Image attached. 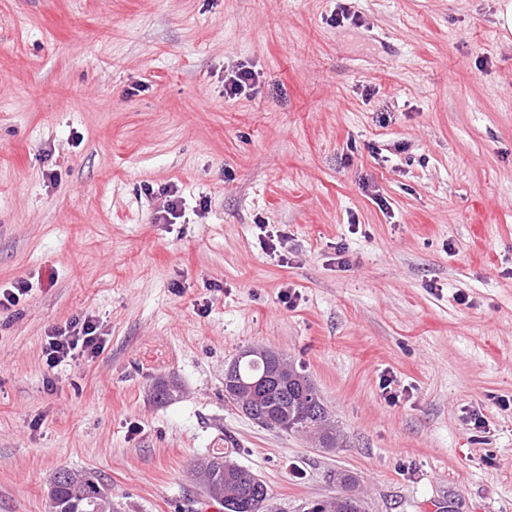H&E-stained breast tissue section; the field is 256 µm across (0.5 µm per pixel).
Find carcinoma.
Instances as JSON below:
<instances>
[{"mask_svg": "<svg viewBox=\"0 0 512 512\" xmlns=\"http://www.w3.org/2000/svg\"><path fill=\"white\" fill-rule=\"evenodd\" d=\"M182 394L174 378L159 377L152 386V399L168 404ZM224 400L232 403L249 419L263 425L273 421L284 433L314 437L323 448L341 447L340 433L316 387L307 375L288 364L283 355L268 349H244L224 369ZM204 486L222 491L218 501L224 512H269V491L258 482L247 496L239 481V466H224V455L206 456ZM51 512H102L108 488L97 478L71 470L67 476L52 478ZM307 512H363L361 499L355 495L330 496L310 503Z\"/></svg>", "mask_w": 512, "mask_h": 512, "instance_id": "carcinoma-1", "label": "carcinoma"}]
</instances>
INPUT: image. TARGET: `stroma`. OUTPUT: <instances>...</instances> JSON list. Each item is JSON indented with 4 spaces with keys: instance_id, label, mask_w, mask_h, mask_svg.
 Returning <instances> with one entry per match:
<instances>
[{
    "instance_id": "stroma-1",
    "label": "stroma",
    "mask_w": 512,
    "mask_h": 512,
    "mask_svg": "<svg viewBox=\"0 0 512 512\" xmlns=\"http://www.w3.org/2000/svg\"><path fill=\"white\" fill-rule=\"evenodd\" d=\"M497 3L0 0V287L31 286L0 312V512H49L61 468L99 475L114 512H207L191 464L213 452L275 512L341 473L365 512H512ZM241 65L256 89L225 98ZM169 188L183 215L159 224ZM82 315L104 350L49 368L47 335ZM249 347L303 370L341 447L225 402ZM167 375L181 398L150 402Z\"/></svg>"
}]
</instances>
